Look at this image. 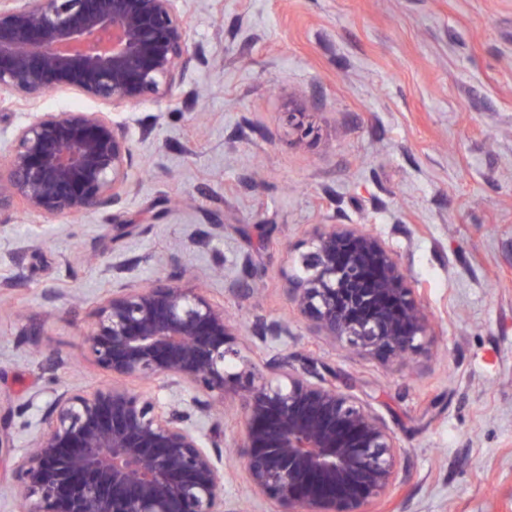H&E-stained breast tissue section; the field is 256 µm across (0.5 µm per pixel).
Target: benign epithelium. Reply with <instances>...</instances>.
I'll list each match as a JSON object with an SVG mask.
<instances>
[{"label": "benign epithelium", "instance_id": "1", "mask_svg": "<svg viewBox=\"0 0 512 512\" xmlns=\"http://www.w3.org/2000/svg\"><path fill=\"white\" fill-rule=\"evenodd\" d=\"M179 0H0V93L34 102L75 89L120 106L160 98L196 55ZM133 167L127 127L104 112H35L0 157V214L20 203L77 218L122 203ZM288 302L312 333L384 360L409 356L430 322L394 253L356 224H318ZM173 272L112 293L85 337L112 375L91 392L50 381L44 428L14 462L24 512H224V456L243 459L250 491L275 512H368L400 479L401 445L386 421L312 358L283 353L269 376L241 358L240 330ZM275 348L288 325H263ZM126 379L188 396L165 403ZM238 394L241 439L224 451L223 404ZM213 419L210 434L192 427Z\"/></svg>", "mask_w": 512, "mask_h": 512}]
</instances>
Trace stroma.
<instances>
[{
    "instance_id": "35a3bbf8",
    "label": "stroma",
    "mask_w": 512,
    "mask_h": 512,
    "mask_svg": "<svg viewBox=\"0 0 512 512\" xmlns=\"http://www.w3.org/2000/svg\"><path fill=\"white\" fill-rule=\"evenodd\" d=\"M197 59L173 94L115 110L133 139L123 203L73 220L0 216V512L50 377L110 383L84 349L97 307L180 264L254 332L324 363L399 438L405 476L376 512H512V0H180ZM102 104L74 90L0 103V154L28 114ZM314 128L301 139L288 111ZM315 224H362L420 288L432 334L408 363L313 336L285 295ZM206 246H194L198 237ZM246 296L230 291L243 264ZM225 512H272L231 460Z\"/></svg>"
}]
</instances>
